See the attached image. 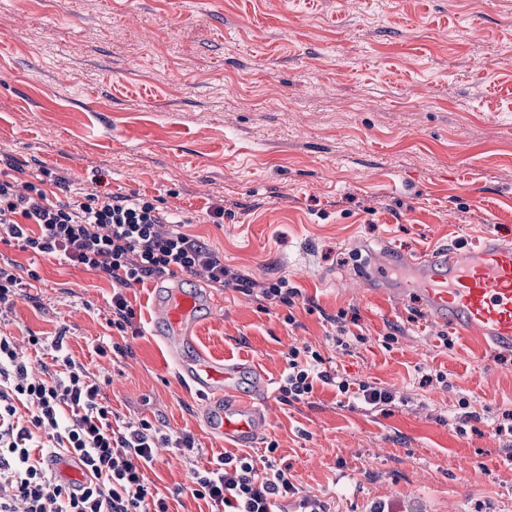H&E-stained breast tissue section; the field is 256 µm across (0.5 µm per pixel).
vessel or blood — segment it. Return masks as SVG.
<instances>
[{"instance_id": "vessel-or-blood-1", "label": "vessel or blood", "mask_w": 512, "mask_h": 512, "mask_svg": "<svg viewBox=\"0 0 512 512\" xmlns=\"http://www.w3.org/2000/svg\"><path fill=\"white\" fill-rule=\"evenodd\" d=\"M363 284L405 307L419 300L428 324L474 337L512 352V238L488 234L474 246H451L431 254L374 257ZM218 312L216 300L202 302L197 291L172 276L163 296L152 301L151 323L182 376L204 399L207 430L236 448L254 446L268 427L256 406L270 381L254 364L205 351L198 342L206 318ZM251 372L256 385L243 392L238 380ZM52 467L68 482H85L88 469L73 453L58 454Z\"/></svg>"}]
</instances>
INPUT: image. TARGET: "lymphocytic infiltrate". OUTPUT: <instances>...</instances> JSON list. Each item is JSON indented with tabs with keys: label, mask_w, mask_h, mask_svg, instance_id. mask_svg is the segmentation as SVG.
Here are the masks:
<instances>
[{
	"label": "lymphocytic infiltrate",
	"mask_w": 512,
	"mask_h": 512,
	"mask_svg": "<svg viewBox=\"0 0 512 512\" xmlns=\"http://www.w3.org/2000/svg\"><path fill=\"white\" fill-rule=\"evenodd\" d=\"M55 189L63 200L52 199ZM0 242L84 266L111 281L109 325L123 336L140 333L125 289L199 271L216 288L250 285L225 266L222 255L170 220L159 198L78 188L57 169L40 164L28 171L8 154H0ZM40 279L36 267L22 270L1 256L0 309L11 308ZM52 347L58 367L36 379L13 336L0 330V512H168L145 470L154 463L155 448L190 451L194 438L162 432L145 419L114 425L111 407L100 400V383L64 354L62 336H55ZM318 382L374 407L394 399L388 389L329 372L312 348L291 349L280 399L306 400ZM61 448L80 455L91 472L82 492L71 491L52 471ZM276 450L272 443L258 458L227 454L214 466L195 468L192 496L206 500L211 512H282V500L296 487L278 466Z\"/></svg>",
	"instance_id": "f902f5d3"
}]
</instances>
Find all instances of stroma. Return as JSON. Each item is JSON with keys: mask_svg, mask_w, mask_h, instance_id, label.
Wrapping results in <instances>:
<instances>
[{"mask_svg": "<svg viewBox=\"0 0 512 512\" xmlns=\"http://www.w3.org/2000/svg\"><path fill=\"white\" fill-rule=\"evenodd\" d=\"M506 46L512 0H0V151L101 192L161 198L247 275L246 291L185 276L222 306L201 329L205 349L277 383L290 349L309 346L393 392L376 408L319 382L301 402L269 394L264 439L297 487L285 512L303 498L329 512H512V355L357 283L381 249L512 227ZM0 254L41 275L0 328L35 368L54 352L29 337L65 332V353L121 420L192 434L197 459L160 448L145 476L169 512H210L188 491L192 468L227 448L152 332L150 284L127 290L141 333L122 337L108 280L2 243ZM279 277L301 291L294 309L262 305Z\"/></svg>", "mask_w": 512, "mask_h": 512, "instance_id": "obj_1", "label": "stroma"}]
</instances>
